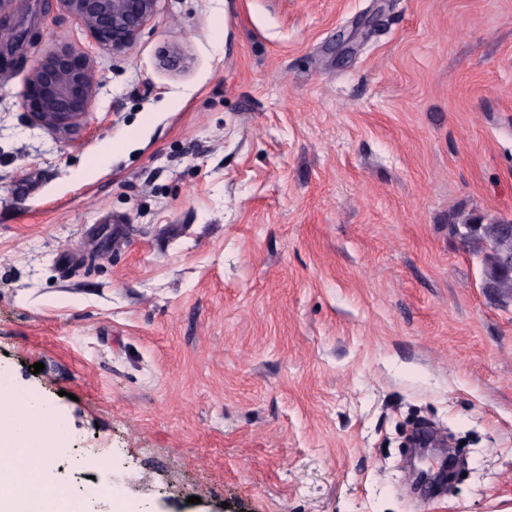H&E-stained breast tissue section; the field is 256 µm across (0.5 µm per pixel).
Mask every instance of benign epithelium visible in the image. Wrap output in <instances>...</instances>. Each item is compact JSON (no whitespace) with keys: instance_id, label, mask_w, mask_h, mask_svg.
Here are the masks:
<instances>
[{"instance_id":"1","label":"benign epithelium","mask_w":512,"mask_h":512,"mask_svg":"<svg viewBox=\"0 0 512 512\" xmlns=\"http://www.w3.org/2000/svg\"><path fill=\"white\" fill-rule=\"evenodd\" d=\"M160 0H60L95 45L114 54L128 49L156 13ZM27 62L25 48L0 47V66ZM98 83L88 57L62 49L31 68L23 110L33 125L60 134L72 132L96 97Z\"/></svg>"}]
</instances>
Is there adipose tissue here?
Wrapping results in <instances>:
<instances>
[{
	"mask_svg": "<svg viewBox=\"0 0 512 512\" xmlns=\"http://www.w3.org/2000/svg\"><path fill=\"white\" fill-rule=\"evenodd\" d=\"M64 432L63 422L37 405L0 413V512H82L64 487L30 479Z\"/></svg>",
	"mask_w": 512,
	"mask_h": 512,
	"instance_id": "ef3b65f1",
	"label": "adipose tissue"
}]
</instances>
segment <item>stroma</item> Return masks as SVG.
<instances>
[{
	"mask_svg": "<svg viewBox=\"0 0 512 512\" xmlns=\"http://www.w3.org/2000/svg\"><path fill=\"white\" fill-rule=\"evenodd\" d=\"M38 24L29 60L101 83L65 141L0 73V393L66 419L47 481L85 512H512V305L448 233L512 217V0H160L120 56ZM420 420L450 488L403 480Z\"/></svg>",
	"mask_w": 512,
	"mask_h": 512,
	"instance_id": "stroma-1",
	"label": "stroma"
}]
</instances>
